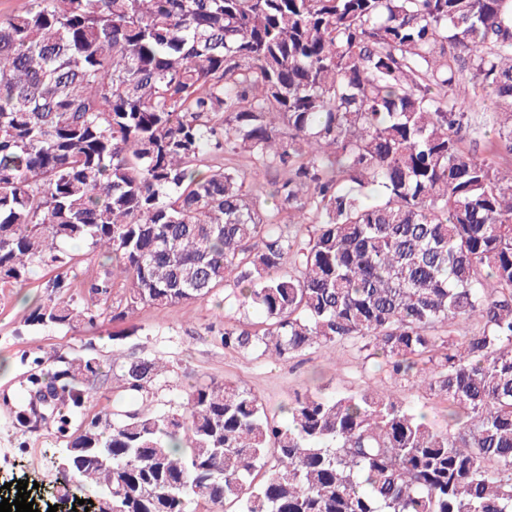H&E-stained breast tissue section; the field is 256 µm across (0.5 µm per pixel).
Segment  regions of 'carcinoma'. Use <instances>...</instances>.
<instances>
[{
	"label": "carcinoma",
	"instance_id": "carcinoma-1",
	"mask_svg": "<svg viewBox=\"0 0 512 512\" xmlns=\"http://www.w3.org/2000/svg\"><path fill=\"white\" fill-rule=\"evenodd\" d=\"M209 154L224 164L198 169ZM308 226L298 236L294 226ZM112 260L92 327L225 289L224 347L372 349L448 403L238 386L124 413L167 372L112 358L116 408L62 449L115 512H512V0H33L0 17V283ZM77 355L27 396L84 403Z\"/></svg>",
	"mask_w": 512,
	"mask_h": 512
}]
</instances>
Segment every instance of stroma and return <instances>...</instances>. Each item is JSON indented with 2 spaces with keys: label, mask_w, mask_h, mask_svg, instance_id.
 I'll list each match as a JSON object with an SVG mask.
<instances>
[{
  "label": "stroma",
  "mask_w": 512,
  "mask_h": 512,
  "mask_svg": "<svg viewBox=\"0 0 512 512\" xmlns=\"http://www.w3.org/2000/svg\"><path fill=\"white\" fill-rule=\"evenodd\" d=\"M73 270L69 285L50 287L53 270L34 268L22 287L0 285V487L20 480L38 483V492L52 499L61 478L55 458L65 445V432L76 431L114 403L111 381H89V399L79 410L68 411L69 424L60 428L53 421H34L21 429L13 407L30 374L43 376L63 369L74 354L112 361L113 350L124 358H160L172 370L152 381L146 410L168 412L179 408L191 386L201 382L232 383L254 393L269 415H279L295 394L308 389L349 393L377 387L403 402L425 411L432 423L445 428L444 401L423 388L391 379L379 371L373 358L349 347L315 346L296 357L271 361L229 349L214 336V328L241 322H256L252 310L219 305L217 300H199L174 308L139 307L121 322L104 320L92 327L29 326L32 308L52 299L82 297L91 282L102 277L103 267L91 259L89 247L78 241L66 244Z\"/></svg>",
  "instance_id": "stroma-1"
}]
</instances>
